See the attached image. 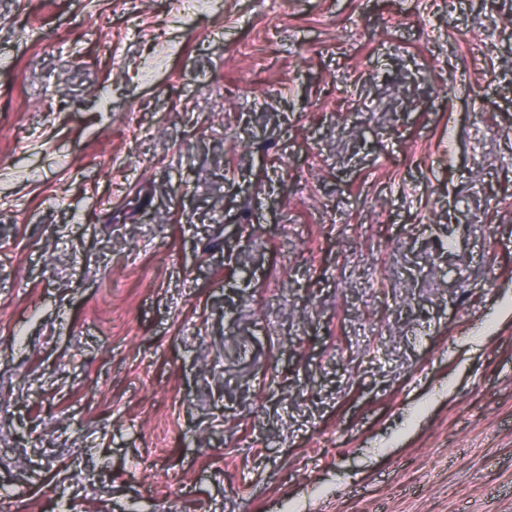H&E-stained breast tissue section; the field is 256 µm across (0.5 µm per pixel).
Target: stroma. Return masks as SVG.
<instances>
[{
    "label": "stroma",
    "mask_w": 512,
    "mask_h": 512,
    "mask_svg": "<svg viewBox=\"0 0 512 512\" xmlns=\"http://www.w3.org/2000/svg\"><path fill=\"white\" fill-rule=\"evenodd\" d=\"M1 168L0 512H512V0H0Z\"/></svg>",
    "instance_id": "obj_1"
}]
</instances>
